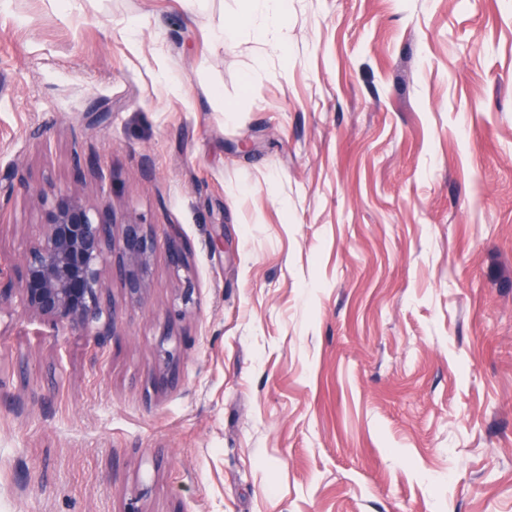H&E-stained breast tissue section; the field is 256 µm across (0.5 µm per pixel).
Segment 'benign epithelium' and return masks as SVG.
<instances>
[{
	"label": "benign epithelium",
	"instance_id": "7a95c632",
	"mask_svg": "<svg viewBox=\"0 0 512 512\" xmlns=\"http://www.w3.org/2000/svg\"><path fill=\"white\" fill-rule=\"evenodd\" d=\"M42 207V231L18 262H0V306L18 291L21 302L37 319L79 330L89 336H112L113 301L105 279L119 281L125 297L141 303L148 294L155 240L148 225L120 219L109 204H87L77 185L52 195L35 188ZM169 263L188 267V257L176 239L169 245ZM162 382L176 381V354L162 350Z\"/></svg>",
	"mask_w": 512,
	"mask_h": 512
}]
</instances>
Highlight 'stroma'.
I'll return each instance as SVG.
<instances>
[{"label":"stroma","instance_id":"stroma-1","mask_svg":"<svg viewBox=\"0 0 512 512\" xmlns=\"http://www.w3.org/2000/svg\"><path fill=\"white\" fill-rule=\"evenodd\" d=\"M289 4L0 0V260L156 238L105 341L0 307V512H512V0ZM260 1L261 22L257 24L259 35L273 34L277 38V46L283 52L288 51V10L287 0H254Z\"/></svg>","mask_w":512,"mask_h":512}]
</instances>
